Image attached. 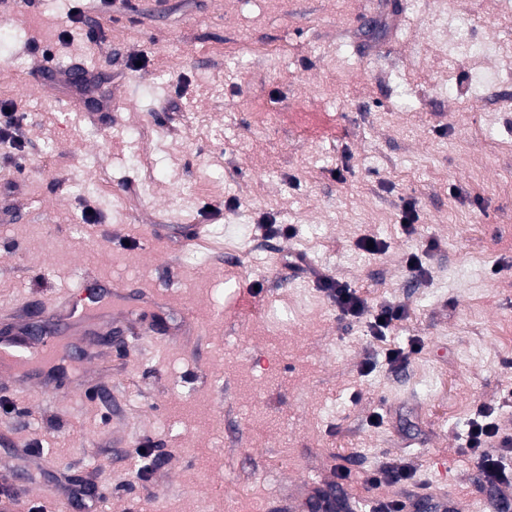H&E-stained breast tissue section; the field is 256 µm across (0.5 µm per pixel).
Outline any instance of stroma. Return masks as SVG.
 <instances>
[{"mask_svg":"<svg viewBox=\"0 0 512 512\" xmlns=\"http://www.w3.org/2000/svg\"><path fill=\"white\" fill-rule=\"evenodd\" d=\"M0 8V102L18 118L0 139V331L89 275L151 296L140 319L169 326L100 336L92 360L73 338L38 392L0 379L14 512H57L68 483L100 512H280L317 487L512 504L466 451L479 408L512 435V0ZM452 11L494 54L450 57ZM48 59L97 71L111 109L46 81ZM268 219L294 236L262 235ZM322 276L406 316L375 338ZM389 465L414 479L366 484Z\"/></svg>","mask_w":512,"mask_h":512,"instance_id":"stroma-1","label":"stroma"}]
</instances>
